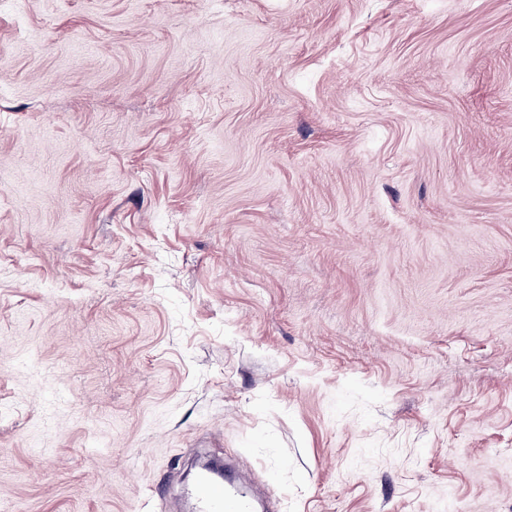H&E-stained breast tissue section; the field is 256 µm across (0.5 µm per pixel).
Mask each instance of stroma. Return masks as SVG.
Listing matches in <instances>:
<instances>
[{
  "label": "stroma",
  "mask_w": 512,
  "mask_h": 512,
  "mask_svg": "<svg viewBox=\"0 0 512 512\" xmlns=\"http://www.w3.org/2000/svg\"><path fill=\"white\" fill-rule=\"evenodd\" d=\"M0 512H512V0H0ZM211 467L201 471L188 490L193 512H264L263 498L242 486L238 472Z\"/></svg>",
  "instance_id": "stroma-1"
}]
</instances>
